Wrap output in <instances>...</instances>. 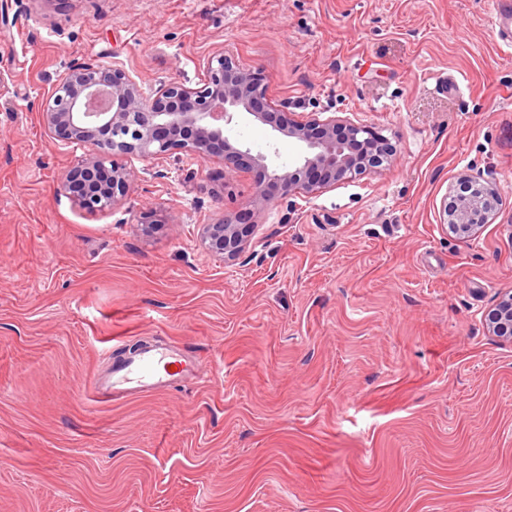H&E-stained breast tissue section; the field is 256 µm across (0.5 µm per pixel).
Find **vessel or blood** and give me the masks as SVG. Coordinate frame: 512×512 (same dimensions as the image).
<instances>
[{"label":"vessel or blood","instance_id":"1","mask_svg":"<svg viewBox=\"0 0 512 512\" xmlns=\"http://www.w3.org/2000/svg\"><path fill=\"white\" fill-rule=\"evenodd\" d=\"M496 36L512 47V0H496L493 16ZM193 365L171 345L152 346L114 366L111 374L94 381L96 396L125 392L128 385L153 386L193 374Z\"/></svg>","mask_w":512,"mask_h":512}]
</instances>
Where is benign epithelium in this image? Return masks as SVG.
<instances>
[{
    "instance_id": "1",
    "label": "benign epithelium",
    "mask_w": 512,
    "mask_h": 512,
    "mask_svg": "<svg viewBox=\"0 0 512 512\" xmlns=\"http://www.w3.org/2000/svg\"><path fill=\"white\" fill-rule=\"evenodd\" d=\"M245 113L293 140L297 158L270 166L268 156L234 143L224 126ZM50 132L70 144H91L96 152L81 157L63 177L64 189L80 206L95 212L128 195L136 172L116 157L154 158L175 150L207 161L224 160L233 169L256 175L249 211L217 224L203 225L201 242L220 262L241 256L257 224L251 220L273 203L310 195L356 179L378 168L377 155L393 161L397 146L375 131L328 117H298L267 96L261 73L219 55L208 64L199 87L172 81L154 97H145L137 81L121 66L94 62L74 65L52 88L39 112ZM497 195L470 177L458 180L443 209V223L458 240L475 236L492 216ZM489 333L512 342V290L488 311Z\"/></svg>"
}]
</instances>
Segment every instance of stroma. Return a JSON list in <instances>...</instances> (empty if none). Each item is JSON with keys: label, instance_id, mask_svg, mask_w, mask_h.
Wrapping results in <instances>:
<instances>
[{"label": "stroma", "instance_id": "stroma-1", "mask_svg": "<svg viewBox=\"0 0 512 512\" xmlns=\"http://www.w3.org/2000/svg\"><path fill=\"white\" fill-rule=\"evenodd\" d=\"M495 0H0V512H512V49ZM224 53L289 111L374 128L390 165L260 216L220 264L202 225L253 176L178 152L127 158L130 195L90 213L61 179L93 153L38 108L75 64L153 97ZM456 90H449L451 82ZM274 163L297 147L240 115ZM498 193L470 240L442 204ZM196 367L101 401L138 341ZM485 321L489 333L512 342V290L503 293L498 303L488 311Z\"/></svg>", "mask_w": 512, "mask_h": 512}]
</instances>
